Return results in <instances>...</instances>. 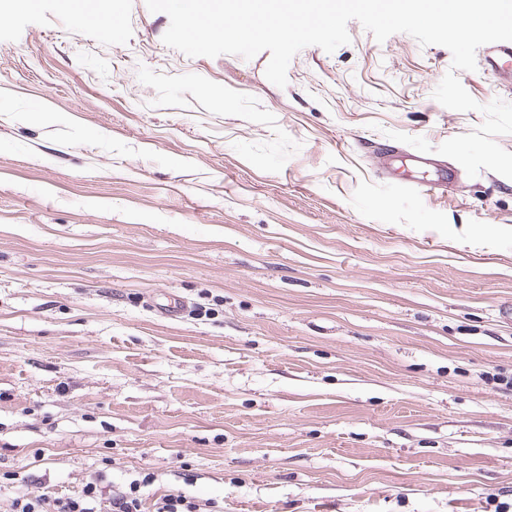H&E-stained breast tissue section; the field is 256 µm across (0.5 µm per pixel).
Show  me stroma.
<instances>
[{"label": "stroma", "instance_id": "35a3bbf8", "mask_svg": "<svg viewBox=\"0 0 512 512\" xmlns=\"http://www.w3.org/2000/svg\"><path fill=\"white\" fill-rule=\"evenodd\" d=\"M0 0V512L94 482L219 512H512V179L385 165L484 120L350 21L288 83L166 14ZM479 103L512 102L485 66ZM181 298L178 317L163 306Z\"/></svg>", "mask_w": 512, "mask_h": 512}]
</instances>
